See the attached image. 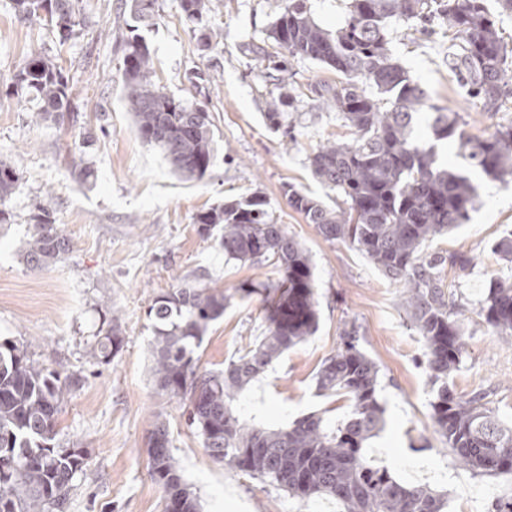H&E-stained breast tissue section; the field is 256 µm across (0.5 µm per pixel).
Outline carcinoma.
I'll return each mask as SVG.
<instances>
[{"label": "carcinoma", "instance_id": "cac0c4a2", "mask_svg": "<svg viewBox=\"0 0 512 512\" xmlns=\"http://www.w3.org/2000/svg\"><path fill=\"white\" fill-rule=\"evenodd\" d=\"M82 0H13L16 15L45 21L59 43L79 37L90 24ZM156 0H130V11L148 21ZM195 24L198 50L219 44L220 32L203 25L210 0H180ZM441 19L448 35V69L467 96L485 112L508 109L507 76L512 48L502 40L485 0H347L336 32L315 19L310 0H285L272 25L275 54L308 58L336 72L324 87L323 103L351 131L347 141H327L309 157L314 177L337 190L346 208L334 210L290 184L288 205L330 242L348 243L389 280L402 285L410 317L423 338L430 372L431 419L435 431L463 465L479 473L512 474V424L507 425L474 395L458 396L450 378L462 362L465 343L458 319L448 310L439 268L449 262L466 270L463 255L425 254L426 242L460 228L480 199L479 172L489 181L512 178V122L473 139L457 113L428 103L425 89L388 49L392 25ZM122 77L139 137L160 150L178 175L201 180L214 163V133L207 106L176 97L152 80L151 51L140 34L125 41ZM373 88L377 94L367 91ZM10 94L33 102L37 117L57 119L71 111V87L53 59L30 56L14 75ZM429 111L428 135L415 134L416 115ZM453 141L462 163L445 164L439 147ZM18 177L0 162V223ZM26 264H52L69 246L50 207L32 216ZM200 233L220 231L224 257L267 262L278 277L240 288L271 298L264 336L221 371L199 369L204 336L224 315V291L199 281L156 295L148 307L153 336L148 343L159 393L189 396L188 423L213 460L233 472L275 484L302 500L332 497L343 512H443L442 495L397 481L369 464L364 443L383 430L385 409L377 395L378 368L360 348L356 329L343 328L336 353L315 375L318 391L341 395L350 416L335 428L318 414L286 430L240 422L235 396L288 349L319 326L313 266L307 250L275 222L267 201L256 194L227 200L195 216ZM480 315L487 327L512 336V284L490 281ZM124 344L120 319L112 316L97 335L92 358L106 362ZM67 384L61 373L32 359L26 348L0 343V512H46L65 503L69 483L83 470L81 448L55 445L56 423ZM152 479L166 493L165 512H198L171 450L169 426L157 421L148 443Z\"/></svg>", "mask_w": 512, "mask_h": 512}]
</instances>
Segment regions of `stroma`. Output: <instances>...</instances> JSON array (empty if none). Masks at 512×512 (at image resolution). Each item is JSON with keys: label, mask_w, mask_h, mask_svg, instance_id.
Listing matches in <instances>:
<instances>
[{"label": "stroma", "mask_w": 512, "mask_h": 512, "mask_svg": "<svg viewBox=\"0 0 512 512\" xmlns=\"http://www.w3.org/2000/svg\"><path fill=\"white\" fill-rule=\"evenodd\" d=\"M94 24L59 44L45 23L20 21L12 0H0V161L19 182L0 224V341L26 346L32 358L68 378L58 415L57 441L86 449L87 464L70 483L63 512H163L165 493L148 469V435L168 423L172 453L195 492L200 512H339L332 499L299 500L288 492L214 462L186 424L185 398L157 392L148 341L152 299L181 281L204 275L230 301L199 350L204 370L223 369L264 332L267 300L241 296L240 286L273 277L272 266L229 262L216 237L199 234L195 215L225 200L263 196L277 223L308 249L314 269L319 328L284 352L240 392L233 407L242 422L285 429L308 414L329 426L347 419L345 398L319 394L315 374L334 354L344 323L355 324L363 349L379 368L385 427L366 444L372 464L399 481L444 494V512H488L492 500L512 497V478L479 475L460 464L431 420L432 384L423 339L403 303V290L349 244L329 242L289 208L287 185L329 207L343 197L312 175L309 157L329 140L347 138L336 112L320 107L316 90L336 82L329 67L310 59L279 63L253 54L268 38L282 0H213L209 15L218 47L202 53L179 0H158L148 26L154 81L184 96L197 74L200 101L212 116L215 160L203 180L176 175L163 154L138 137L126 101L120 64L123 40L136 20L127 0H84ZM426 89L431 104L458 113L466 132L482 138L512 122V110L485 112L458 87L448 69V39L399 25L388 45ZM34 53L61 65L72 86L67 119L37 118L30 103L6 87ZM283 97L281 129L264 118ZM93 143L75 147L84 133ZM91 166V183L77 167ZM50 206L69 241L54 264L31 269L23 249L38 206ZM512 232V183H485L466 224L427 242L424 250L470 259L467 270L444 266L448 306L464 329L465 350L452 384L456 393H482L488 408L512 423V337L493 332L479 314L490 280L512 281V265L493 245ZM120 314L125 343L109 361L90 354L103 322ZM271 393L259 403L260 391Z\"/></svg>", "instance_id": "stroma-1"}]
</instances>
